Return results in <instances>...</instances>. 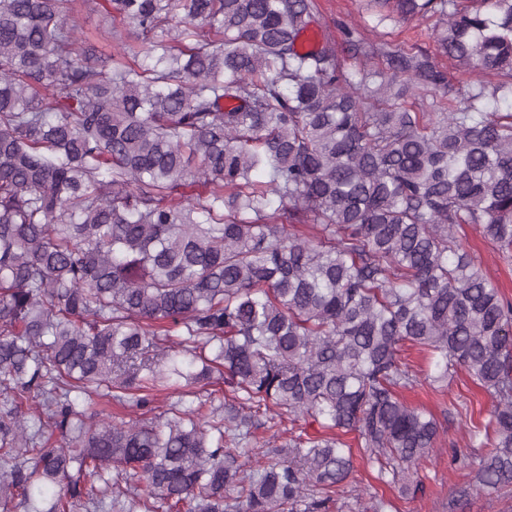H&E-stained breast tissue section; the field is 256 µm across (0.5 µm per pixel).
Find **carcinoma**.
Segmentation results:
<instances>
[{"label": "carcinoma", "mask_w": 512, "mask_h": 512, "mask_svg": "<svg viewBox=\"0 0 512 512\" xmlns=\"http://www.w3.org/2000/svg\"><path fill=\"white\" fill-rule=\"evenodd\" d=\"M65 2L0 0V512H344L348 432L414 496L439 426L407 343L492 399L459 496L512 486V301L456 235L512 252V0H374L499 77L462 93L353 27L354 70L306 47L311 0H106L149 44L110 67ZM286 417L321 431L279 445Z\"/></svg>", "instance_id": "cac0c4a2"}]
</instances>
